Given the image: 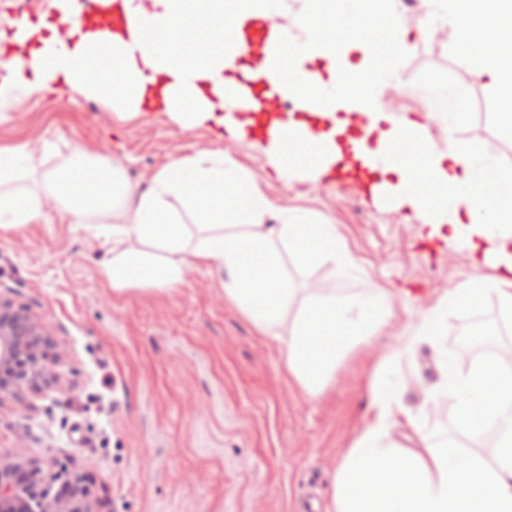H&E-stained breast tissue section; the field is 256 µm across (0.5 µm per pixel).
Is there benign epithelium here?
<instances>
[{
	"mask_svg": "<svg viewBox=\"0 0 512 512\" xmlns=\"http://www.w3.org/2000/svg\"><path fill=\"white\" fill-rule=\"evenodd\" d=\"M50 337L28 310L0 296V397L34 390L51 373ZM63 488L53 490L57 481ZM0 512H97L78 474H44L19 447L0 454Z\"/></svg>",
	"mask_w": 512,
	"mask_h": 512,
	"instance_id": "1",
	"label": "benign epithelium"
}]
</instances>
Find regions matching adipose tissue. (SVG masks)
I'll list each match as a JSON object with an SVG mask.
<instances>
[{
    "mask_svg": "<svg viewBox=\"0 0 512 512\" xmlns=\"http://www.w3.org/2000/svg\"><path fill=\"white\" fill-rule=\"evenodd\" d=\"M97 2L118 7L123 25L101 27L92 14L77 22L75 0H52V19L24 17L0 31V42L17 49L0 60L8 71L0 79V123L26 99L53 91L126 115L153 105L185 128L215 127L246 140L253 132L242 114L256 106L249 85L261 80L292 110L268 138L256 139L257 148L279 178L318 183L339 160L352 116H363L372 146L358 159L376 179L374 206L468 241L491 273L422 310L380 356L366 386L374 418L337 464L326 512H512V366L500 355L441 353L418 411L404 405L393 373L394 359L440 343L449 311H476L494 296L512 313V166L454 139L470 118L456 87L436 80L424 87L436 104L429 121L452 134L443 147L429 122L393 111L381 95L399 87L400 59L444 20L473 78L498 93L499 132L512 141V0H422L413 30L393 0ZM259 19L272 26L256 54L244 33ZM34 168L27 144L0 146V229L46 221L51 202L72 223H94L96 238L111 246L101 274L117 293L182 287L196 263L217 272L225 300L275 337L284 371L308 398H319L345 356L381 336L395 315L383 288H311L295 302L289 267L326 265L342 282L363 268L335 225L311 210L277 206L224 150L173 158L144 190L110 157L82 148L43 170L40 190L30 191L20 182ZM446 398L459 434L497 427L492 452L460 454L426 430L422 410ZM403 423L415 447L392 440Z\"/></svg>",
    "mask_w": 512,
    "mask_h": 512,
    "instance_id": "adipose-tissue-1",
    "label": "adipose tissue"
}]
</instances>
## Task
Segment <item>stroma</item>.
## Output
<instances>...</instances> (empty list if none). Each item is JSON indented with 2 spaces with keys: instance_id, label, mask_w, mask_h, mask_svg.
<instances>
[{
  "instance_id": "35a3bbf8",
  "label": "stroma",
  "mask_w": 512,
  "mask_h": 512,
  "mask_svg": "<svg viewBox=\"0 0 512 512\" xmlns=\"http://www.w3.org/2000/svg\"><path fill=\"white\" fill-rule=\"evenodd\" d=\"M471 70L448 39L421 40L400 61L398 105L428 111L419 85L455 84L470 104L457 139L512 163V142L498 136L502 105ZM49 141L56 152L44 151ZM16 143L35 151L41 170L74 146L108 156L142 189L172 157L224 149L278 206L326 216L365 269L347 283L325 265L293 269L292 287L396 296L383 335L350 352L324 394L310 399L283 371L276 340L225 301L220 277L205 267H189L185 286L170 292L116 293L100 273L101 240L55 207L43 223L1 230L0 294L39 319L56 377L0 398V454L21 444L52 471L91 477L101 512H325L331 475L371 418L365 385L378 354L397 346L421 310L482 272L477 252L377 209L357 182L284 184L259 150L217 140L206 126L189 130L162 114L122 120L93 99L44 94L0 123V145ZM475 330L483 345L512 358V317L497 299L477 312L451 311L439 347L421 346L396 363L406 406L420 407L440 352L461 351V337ZM423 422L457 448H492L490 439L455 432L451 401Z\"/></svg>"
}]
</instances>
